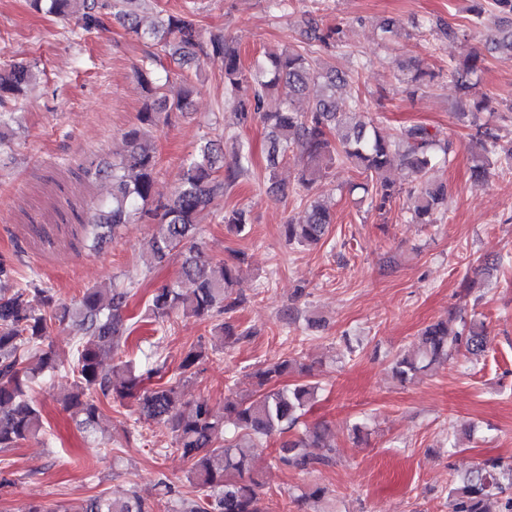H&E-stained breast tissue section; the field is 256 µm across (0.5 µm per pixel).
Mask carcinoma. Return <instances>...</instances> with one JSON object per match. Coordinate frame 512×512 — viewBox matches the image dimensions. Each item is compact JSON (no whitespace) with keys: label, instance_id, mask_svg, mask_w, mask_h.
<instances>
[{"label":"carcinoma","instance_id":"carcinoma-1","mask_svg":"<svg viewBox=\"0 0 512 512\" xmlns=\"http://www.w3.org/2000/svg\"><path fill=\"white\" fill-rule=\"evenodd\" d=\"M493 18L484 10L473 9L472 23L491 31L489 50L512 54V0H495ZM139 0H30L36 12L52 14L64 21L74 18L85 33L103 26L104 11L127 30L147 40L164 44L167 55L183 67L202 58L223 60L224 88L242 125L260 120L267 130V170L275 178L279 162L290 152L300 162V184L308 187L317 181L323 161L349 162L361 180L349 191L371 197L378 211L386 210L396 197L408 196L414 224H433L439 206L448 200V184L433 178L438 159L448 161L454 144L420 124L405 127L390 136L379 133L374 120L352 122L353 115L364 111L361 94L348 91L354 77L337 70L313 55L309 49H283L268 53L246 71L233 36L226 32L202 38L195 12L182 11L158 18L143 26L138 13ZM308 38L318 47L341 42L342 29L323 27L310 16L306 20ZM478 56L448 65V77L459 96V111L478 114L495 111L493 98L480 91ZM406 73L402 92L413 97L428 86L432 74L412 61L401 67ZM39 71L16 63L0 71V106L23 95L36 84ZM144 92L139 124L124 133L127 150L117 162L99 169L112 181V195L98 201L92 222L84 227L92 247L99 249L121 226L135 222L153 225L147 249L161 263L172 253L182 257L183 278L192 282L191 293L173 284L154 288L148 300L153 322L163 327L174 314L210 320L233 310L244 300L239 290L245 258L232 253L216 262L208 258L198 241V225L204 212L217 209L224 194L249 170L246 152L239 153L237 164L223 172L215 166L213 143L206 141L185 159L173 194L162 202L154 198L158 173L153 131L168 122L173 112H182L195 87L188 77L180 79L179 92L171 97L162 92L146 66L138 70ZM275 94L282 107L275 112L264 109L266 99ZM312 98L306 111L295 101ZM12 112L0 111V148L11 143ZM477 163L473 175L486 173L484 156L502 154L512 166V146L500 144V137L484 124H475ZM407 171L409 187L402 188L389 177L393 163ZM224 223L238 233L249 223L247 211H224ZM333 223L330 208L321 201H308L304 219L284 225L288 243L306 246L321 241ZM42 295L43 310L35 309L29 295ZM132 286L92 287L73 303L57 298L50 288L37 280L20 281L13 259L0 254V449L17 448L26 441L48 433L42 406L29 396L36 379L56 372L59 362L51 340L54 326H72L77 331L73 381L59 401L71 411L84 429L97 425L104 406H127L133 427L147 421L171 426V449L190 464L188 481L195 497L182 501L180 512H269L258 492L261 474L246 449L271 438L279 439L273 461L285 468L315 472L332 464L336 449L325 443L327 428L315 426L301 435L294 434L300 417L312 402L315 386L297 383L281 387L280 380L296 365L284 359L256 372L260 391L247 397L229 393L224 397V414L214 413L209 402L186 401L182 381L192 378L206 361L208 347L191 345L179 365V373L153 388L145 381L160 375L164 365L155 363L146 370L131 361L110 369L103 357L121 350L132 333L124 310ZM451 315L427 326L419 336L417 349L397 356L393 374L406 382L432 365L443 362L455 351L478 358L485 351L484 324L476 319L461 321L455 328ZM232 422L236 441H224V426ZM323 452L311 456L307 449ZM154 503L133 492L123 499L103 494L85 501L80 512H153ZM449 512H512V462L491 460L456 482L449 492Z\"/></svg>","mask_w":512,"mask_h":512}]
</instances>
